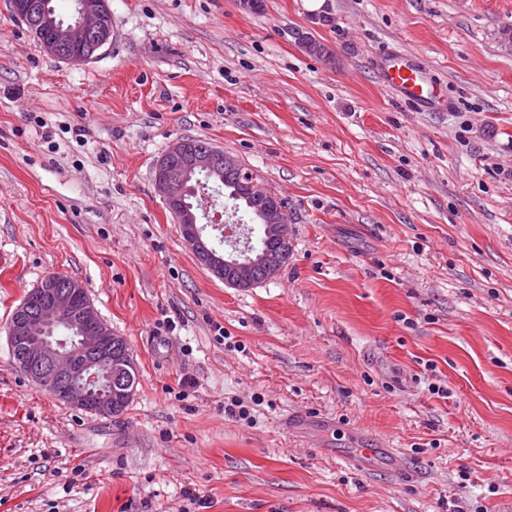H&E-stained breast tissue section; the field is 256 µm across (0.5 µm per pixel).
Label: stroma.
Listing matches in <instances>:
<instances>
[{
	"label": "stroma",
	"mask_w": 512,
	"mask_h": 512,
	"mask_svg": "<svg viewBox=\"0 0 512 512\" xmlns=\"http://www.w3.org/2000/svg\"><path fill=\"white\" fill-rule=\"evenodd\" d=\"M324 3L334 26L307 0H109L74 64L0 0V512H512V0ZM388 48L451 109L383 87ZM188 137L285 201L274 279L226 287L182 238L154 171ZM51 274L129 346L119 416L14 364ZM374 444L420 480L328 454Z\"/></svg>",
	"instance_id": "35a3bbf8"
}]
</instances>
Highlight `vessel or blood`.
<instances>
[{
  "label": "vessel or blood",
  "instance_id": "b4317fda",
  "mask_svg": "<svg viewBox=\"0 0 512 512\" xmlns=\"http://www.w3.org/2000/svg\"><path fill=\"white\" fill-rule=\"evenodd\" d=\"M383 86L419 108H436L445 104L446 99L437 86L408 58L387 52L379 73ZM338 459L356 462L367 472L384 471L399 474L407 469V463L395 448H360L355 453L338 452Z\"/></svg>",
  "mask_w": 512,
  "mask_h": 512
}]
</instances>
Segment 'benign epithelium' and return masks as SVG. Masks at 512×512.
<instances>
[{
    "label": "benign epithelium",
    "instance_id": "benign-epithelium-1",
    "mask_svg": "<svg viewBox=\"0 0 512 512\" xmlns=\"http://www.w3.org/2000/svg\"><path fill=\"white\" fill-rule=\"evenodd\" d=\"M18 18L38 28L52 25L50 41L45 44L53 56L76 48L83 50L82 61L92 59L112 36V14L107 0H77L76 19L58 24L40 5L29 4ZM239 170L240 164L222 149H196L186 139L174 142L155 167L156 188L179 224L181 234L196 251L198 260L211 268L224 264V285L247 288L252 285L254 268L264 262L259 250L242 251L239 242L224 240L228 250L220 255L215 249L200 248L208 214L199 206L184 205L186 180L209 175L219 169ZM238 193L263 198V234L286 246L291 245L288 213L279 197L258 181L243 183ZM11 350L19 356L29 377L66 405L112 414L113 385H128L132 363L113 346L112 329L99 317L85 288H71L48 276L17 308L8 326Z\"/></svg>",
    "mask_w": 512,
    "mask_h": 512
}]
</instances>
